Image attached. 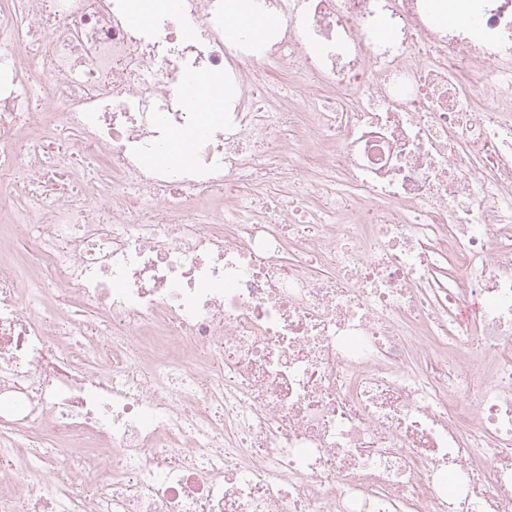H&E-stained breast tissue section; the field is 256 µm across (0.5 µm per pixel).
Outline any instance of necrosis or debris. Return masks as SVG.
I'll return each instance as SVG.
<instances>
[{
    "label": "necrosis or debris",
    "mask_w": 512,
    "mask_h": 512,
    "mask_svg": "<svg viewBox=\"0 0 512 512\" xmlns=\"http://www.w3.org/2000/svg\"><path fill=\"white\" fill-rule=\"evenodd\" d=\"M423 2L0 0V512H512V0ZM230 5L225 7V35L233 39L242 30L250 29L254 32L264 30L272 25L269 24L271 14L260 9L256 0H226ZM197 84L200 87H202V89L204 91L206 107H207V110L210 112V106L220 100L223 91L221 88H218V87L205 86V85H201L199 83H197ZM209 112H206L204 117L197 116L194 128L190 133L178 135L173 138L168 150L164 154L161 155V159L163 161H171L173 159L180 158L183 151H188V149H190V146H191L190 139L194 135H197L198 133H202L205 129V126L201 125L198 128V133H197L199 119L203 118L204 121L207 123L208 119H209Z\"/></svg>",
    "instance_id": "obj_1"
}]
</instances>
